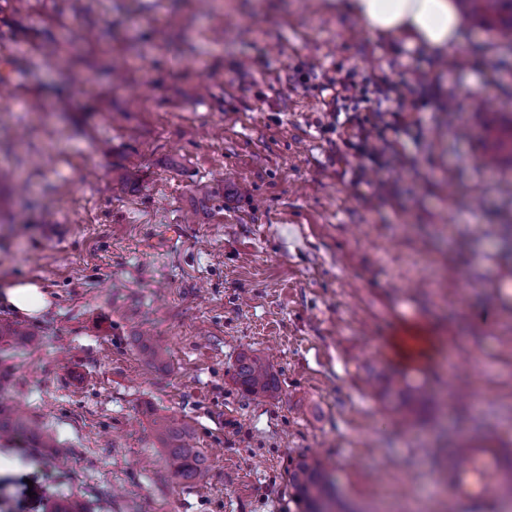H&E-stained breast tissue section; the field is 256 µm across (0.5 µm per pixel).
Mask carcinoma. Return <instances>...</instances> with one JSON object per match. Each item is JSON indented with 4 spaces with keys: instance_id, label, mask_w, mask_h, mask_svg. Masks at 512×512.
Returning a JSON list of instances; mask_svg holds the SVG:
<instances>
[{
    "instance_id": "1",
    "label": "carcinoma",
    "mask_w": 512,
    "mask_h": 512,
    "mask_svg": "<svg viewBox=\"0 0 512 512\" xmlns=\"http://www.w3.org/2000/svg\"><path fill=\"white\" fill-rule=\"evenodd\" d=\"M467 8L485 24L495 27L500 38L512 43V0H468ZM508 157L512 158V121L498 142L495 158L487 160L485 166L496 168ZM28 339V333L20 328V324L8 321L0 324L1 343H19ZM137 342L147 363H165V349L151 343L147 336L137 337ZM234 381L244 392L254 396H271L278 389L272 366L248 352L241 353L237 360ZM152 430L156 441L168 450L170 465L180 478L196 484L206 482L208 458L203 449L191 444L185 424L174 417L156 416L152 420ZM17 432L28 434L37 447L47 448L58 459L66 460L68 450L61 447L51 432L30 424L9 398L0 396V437ZM288 482L303 512H328L333 490L321 462L301 457L288 471Z\"/></svg>"
}]
</instances>
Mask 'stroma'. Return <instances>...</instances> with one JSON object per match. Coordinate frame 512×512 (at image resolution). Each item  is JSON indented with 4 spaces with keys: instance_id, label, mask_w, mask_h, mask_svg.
<instances>
[{
    "instance_id": "stroma-1",
    "label": "stroma",
    "mask_w": 512,
    "mask_h": 512,
    "mask_svg": "<svg viewBox=\"0 0 512 512\" xmlns=\"http://www.w3.org/2000/svg\"><path fill=\"white\" fill-rule=\"evenodd\" d=\"M459 52L334 0H0V282L49 296L0 302L33 336L0 345V382L70 456L0 440V512H299L303 455L336 512H465L449 452L512 448V164L477 153L512 116V45L474 19ZM339 70L432 87L398 158L342 144ZM401 316L439 342L426 372L370 351ZM244 351L278 392L235 385ZM154 413L191 427L206 484L175 475ZM2 294L6 304L27 316L40 313L48 304V295L34 282L15 280L3 287Z\"/></svg>"
}]
</instances>
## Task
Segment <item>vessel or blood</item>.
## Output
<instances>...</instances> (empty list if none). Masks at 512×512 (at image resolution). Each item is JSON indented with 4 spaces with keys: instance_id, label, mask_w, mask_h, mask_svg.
I'll return each instance as SVG.
<instances>
[{
    "instance_id": "b4317fda",
    "label": "vessel or blood",
    "mask_w": 512,
    "mask_h": 512,
    "mask_svg": "<svg viewBox=\"0 0 512 512\" xmlns=\"http://www.w3.org/2000/svg\"><path fill=\"white\" fill-rule=\"evenodd\" d=\"M429 345V329L414 320L395 323L376 341L379 355L405 371L423 364ZM463 453L465 463L448 468V488L469 512H483L489 487L512 481V450L478 445Z\"/></svg>"
}]
</instances>
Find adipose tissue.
I'll return each mask as SVG.
<instances>
[{
    "instance_id": "obj_1",
    "label": "adipose tissue",
    "mask_w": 512,
    "mask_h": 512,
    "mask_svg": "<svg viewBox=\"0 0 512 512\" xmlns=\"http://www.w3.org/2000/svg\"><path fill=\"white\" fill-rule=\"evenodd\" d=\"M336 9L360 19L375 35L401 37L438 56L447 55L465 40L458 0H336ZM0 299L28 316L48 304L40 285L29 281L16 280L1 287Z\"/></svg>"
}]
</instances>
